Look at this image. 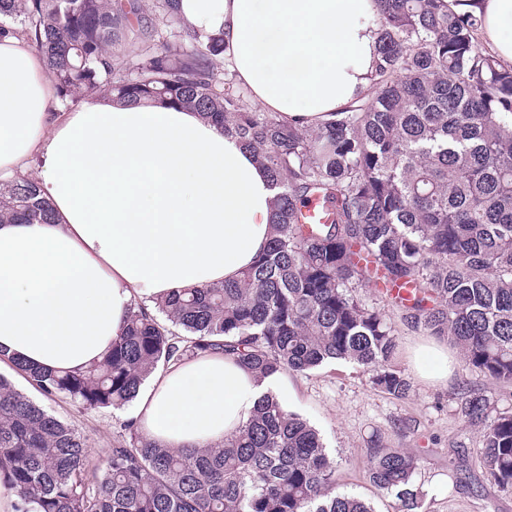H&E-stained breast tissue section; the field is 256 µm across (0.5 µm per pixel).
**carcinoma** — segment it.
Instances as JSON below:
<instances>
[{
  "label": "carcinoma",
  "instance_id": "obj_1",
  "mask_svg": "<svg viewBox=\"0 0 512 512\" xmlns=\"http://www.w3.org/2000/svg\"><path fill=\"white\" fill-rule=\"evenodd\" d=\"M142 24L122 0H0V34L20 31L46 58L58 97L92 94L130 103L190 106L257 155L277 189L275 235L231 283L189 288L150 308L136 300L125 332L101 361L54 372L6 365L47 400L121 409L159 365L218 350L265 377L341 360L366 368L396 398L409 377L393 365L394 329L354 288L410 285L386 298L411 326L445 336L467 367L512 384V66L481 50L482 24L463 0H375L378 55L370 89L317 125L298 129L221 87L223 34L186 27L180 0H156ZM151 44L112 52L132 23ZM322 224L304 223L313 199ZM52 222L34 179L0 184V222ZM469 394L461 412L483 430L491 481L512 489V410L488 418ZM86 476L81 436L0 374V477L15 512H374L336 487V467L309 422L272 394L238 435L219 445L164 448L124 423ZM368 481L417 512L419 459L378 438Z\"/></svg>",
  "mask_w": 512,
  "mask_h": 512
}]
</instances>
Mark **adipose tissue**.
<instances>
[{
	"label": "adipose tissue",
	"instance_id": "obj_1",
	"mask_svg": "<svg viewBox=\"0 0 512 512\" xmlns=\"http://www.w3.org/2000/svg\"><path fill=\"white\" fill-rule=\"evenodd\" d=\"M223 32V58L253 102L298 128L367 92L373 0H182ZM481 36L512 63V0H478ZM47 61L0 38V180L35 171L50 224L0 223V354L78 370L123 332L135 300L239 277L272 234L276 192L250 149L196 113L86 98L52 111ZM287 397L216 352L153 372L135 414L170 448L235 436L264 394Z\"/></svg>",
	"mask_w": 512,
	"mask_h": 512
}]
</instances>
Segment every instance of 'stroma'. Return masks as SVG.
<instances>
[{
  "mask_svg": "<svg viewBox=\"0 0 512 512\" xmlns=\"http://www.w3.org/2000/svg\"><path fill=\"white\" fill-rule=\"evenodd\" d=\"M356 294L367 306L381 309L394 328L395 364L410 377L412 389L406 398H393L376 389L364 369L344 361L307 373H288L286 407L319 430L336 466L339 489L368 499L376 512H399L398 501L379 493L366 478L368 443L378 436L386 446L419 458L416 485L422 493L421 512H512V490L487 480L480 456L482 434L466 423L460 410L462 399L473 391L488 396L491 412L512 409V386L493 384L465 367L446 339L431 340L408 325L401 312L373 289L360 288ZM433 341L447 347L453 360V372L444 383L422 379L417 369L429 367L431 360L413 358L417 347ZM47 407L84 437L93 468L102 465L123 424L132 418L128 406L87 411L57 400ZM452 461L463 467L462 480L453 491L446 487Z\"/></svg>",
  "mask_w": 512,
  "mask_h": 512,
  "instance_id": "stroma-1",
  "label": "stroma"
}]
</instances>
